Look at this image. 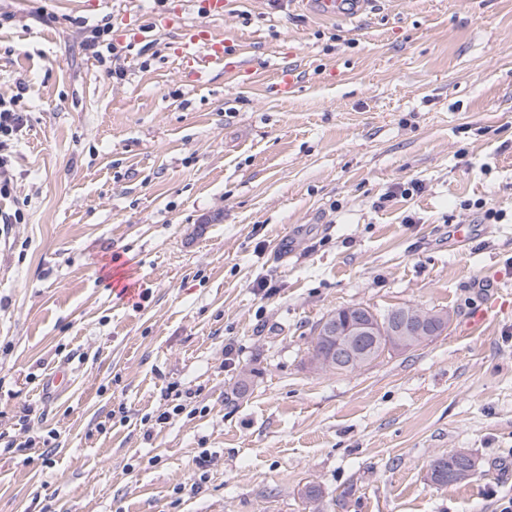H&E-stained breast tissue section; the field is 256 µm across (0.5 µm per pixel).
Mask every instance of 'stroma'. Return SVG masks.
Segmentation results:
<instances>
[{"label":"stroma","mask_w":512,"mask_h":512,"mask_svg":"<svg viewBox=\"0 0 512 512\" xmlns=\"http://www.w3.org/2000/svg\"><path fill=\"white\" fill-rule=\"evenodd\" d=\"M177 7L248 72L191 82L178 31L154 24ZM103 25L101 63L83 41ZM0 96L27 115L0 197L23 214L0 226V512L512 503V0H375L355 19L312 0L218 17L0 0ZM352 305L450 321L368 367L311 371L314 326ZM453 449L477 473L432 484Z\"/></svg>","instance_id":"35a3bbf8"}]
</instances>
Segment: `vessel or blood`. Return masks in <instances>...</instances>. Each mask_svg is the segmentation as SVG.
Segmentation results:
<instances>
[{"label":"vessel or blood","mask_w":512,"mask_h":512,"mask_svg":"<svg viewBox=\"0 0 512 512\" xmlns=\"http://www.w3.org/2000/svg\"><path fill=\"white\" fill-rule=\"evenodd\" d=\"M369 2L370 0H316V7L327 16L353 18L362 14ZM162 24L164 27L180 30L177 54L185 62L194 80H204L216 68L228 72L246 69L247 55L241 54L235 61H228L223 41L215 39L206 27L187 24L181 12L168 14L163 18Z\"/></svg>","instance_id":"vessel-or-blood-1"}]
</instances>
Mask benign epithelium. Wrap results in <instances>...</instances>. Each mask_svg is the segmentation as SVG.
Instances as JSON below:
<instances>
[{
    "label": "benign epithelium",
    "mask_w": 512,
    "mask_h": 512,
    "mask_svg": "<svg viewBox=\"0 0 512 512\" xmlns=\"http://www.w3.org/2000/svg\"><path fill=\"white\" fill-rule=\"evenodd\" d=\"M354 319L345 326L339 324L332 313L320 323L318 333L333 342L331 349L313 350L308 365L316 372L339 371L358 368L372 360L377 336L391 326L404 333L400 344L407 349L418 347L441 333L448 324V314L411 307L400 315L390 314L381 318L365 306H354Z\"/></svg>",
    "instance_id": "7a95c632"
}]
</instances>
